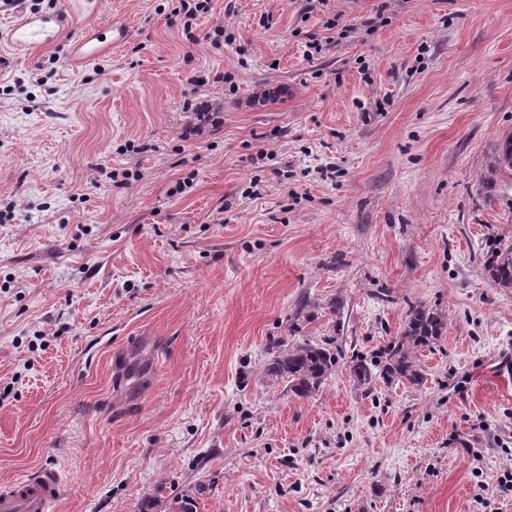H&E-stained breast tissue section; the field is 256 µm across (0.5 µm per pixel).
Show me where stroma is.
I'll use <instances>...</instances> for the list:
<instances>
[{"instance_id": "stroma-1", "label": "stroma", "mask_w": 512, "mask_h": 512, "mask_svg": "<svg viewBox=\"0 0 512 512\" xmlns=\"http://www.w3.org/2000/svg\"><path fill=\"white\" fill-rule=\"evenodd\" d=\"M63 4L133 38L83 67L0 47V484L55 469L54 512H512V289L482 272L512 176L480 181L512 0H211L189 32L177 0L34 9ZM414 303L448 318L422 384L358 387ZM307 342L337 370L301 399L264 369Z\"/></svg>"}]
</instances>
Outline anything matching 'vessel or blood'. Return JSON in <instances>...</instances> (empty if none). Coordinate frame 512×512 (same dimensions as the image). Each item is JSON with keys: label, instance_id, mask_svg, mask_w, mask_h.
<instances>
[{"label": "vessel or blood", "instance_id": "b4317fda", "mask_svg": "<svg viewBox=\"0 0 512 512\" xmlns=\"http://www.w3.org/2000/svg\"><path fill=\"white\" fill-rule=\"evenodd\" d=\"M71 25L72 19L63 9L39 15L24 14L8 28L4 39L15 54L25 56L38 47L57 43ZM129 37L128 30L117 25L107 32H81L72 39L70 50L81 63L92 64L111 46ZM62 492L59 474L45 468L0 487V512H51Z\"/></svg>", "mask_w": 512, "mask_h": 512}]
</instances>
